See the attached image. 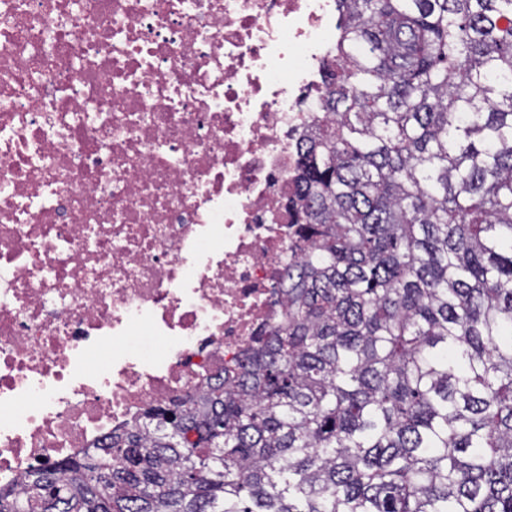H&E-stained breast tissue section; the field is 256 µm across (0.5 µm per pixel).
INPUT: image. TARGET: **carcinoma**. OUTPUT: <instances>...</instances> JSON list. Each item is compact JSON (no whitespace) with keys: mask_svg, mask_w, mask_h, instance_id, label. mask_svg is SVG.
I'll return each instance as SVG.
<instances>
[{"mask_svg":"<svg viewBox=\"0 0 512 512\" xmlns=\"http://www.w3.org/2000/svg\"><path fill=\"white\" fill-rule=\"evenodd\" d=\"M283 321L0 512H512V0H337Z\"/></svg>","mask_w":512,"mask_h":512,"instance_id":"carcinoma-1","label":"carcinoma"}]
</instances>
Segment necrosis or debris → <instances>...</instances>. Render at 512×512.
<instances>
[{
	"instance_id": "4bbe7bcc",
	"label": "necrosis or debris",
	"mask_w": 512,
	"mask_h": 512,
	"mask_svg": "<svg viewBox=\"0 0 512 512\" xmlns=\"http://www.w3.org/2000/svg\"><path fill=\"white\" fill-rule=\"evenodd\" d=\"M336 0H0V488L285 311Z\"/></svg>"
}]
</instances>
